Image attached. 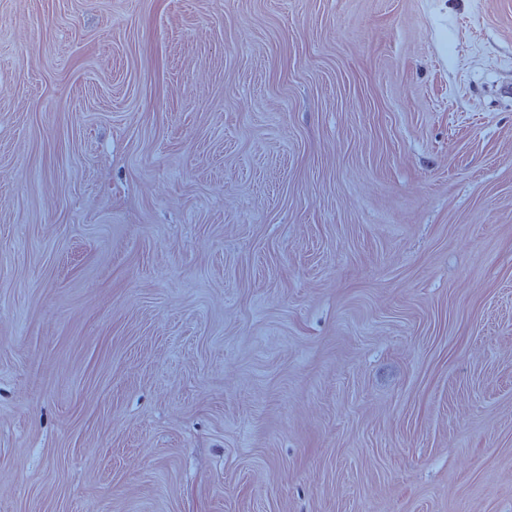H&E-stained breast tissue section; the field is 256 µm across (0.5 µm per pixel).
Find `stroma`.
I'll use <instances>...</instances> for the list:
<instances>
[{
    "mask_svg": "<svg viewBox=\"0 0 512 512\" xmlns=\"http://www.w3.org/2000/svg\"><path fill=\"white\" fill-rule=\"evenodd\" d=\"M512 0H0V512H512Z\"/></svg>",
    "mask_w": 512,
    "mask_h": 512,
    "instance_id": "obj_1",
    "label": "stroma"
}]
</instances>
